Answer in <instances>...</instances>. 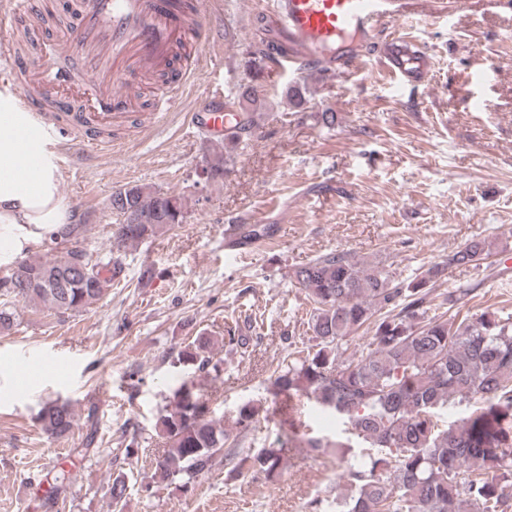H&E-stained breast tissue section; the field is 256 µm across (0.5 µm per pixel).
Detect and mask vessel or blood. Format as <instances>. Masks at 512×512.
Segmentation results:
<instances>
[{
    "instance_id": "1",
    "label": "vessel or blood",
    "mask_w": 512,
    "mask_h": 512,
    "mask_svg": "<svg viewBox=\"0 0 512 512\" xmlns=\"http://www.w3.org/2000/svg\"><path fill=\"white\" fill-rule=\"evenodd\" d=\"M411 2L267 0L275 46L266 65L272 72H299L317 62L350 67L380 29L407 17ZM32 11V0H0V27L13 29ZM206 13L199 4L173 11L169 0H84L73 26L48 19L46 27L29 29L28 49L0 51V73L18 77L15 92L38 128L57 129L60 105L82 102V111L67 116L68 134L90 137L99 149L103 142L91 129L138 111L144 91L152 93L153 125L163 123L194 74L189 57L200 55L207 42ZM31 50L41 61L33 70L25 66ZM380 56L401 86L423 79L430 68L429 55L403 36H388ZM227 113L223 92L215 90L208 109L191 111L189 122L220 142Z\"/></svg>"
}]
</instances>
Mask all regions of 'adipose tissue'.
I'll use <instances>...</instances> for the list:
<instances>
[{"instance_id":"ef3b65f1","label":"adipose tissue","mask_w":512,"mask_h":512,"mask_svg":"<svg viewBox=\"0 0 512 512\" xmlns=\"http://www.w3.org/2000/svg\"><path fill=\"white\" fill-rule=\"evenodd\" d=\"M12 94L0 91V267H11L69 214L59 196V169L45 139H24L31 126Z\"/></svg>"}]
</instances>
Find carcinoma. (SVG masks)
I'll return each mask as SVG.
<instances>
[{"label":"carcinoma","mask_w":512,"mask_h":512,"mask_svg":"<svg viewBox=\"0 0 512 512\" xmlns=\"http://www.w3.org/2000/svg\"><path fill=\"white\" fill-rule=\"evenodd\" d=\"M258 76L239 86L233 122L224 143L205 156L215 180L234 165L243 138L257 126L265 105ZM130 195L134 223L112 231L106 253L80 247V229L66 226L53 236L61 256L38 253L15 263L0 277V332L15 323L13 302L44 305L60 315L89 308L103 299L106 285L124 272L122 254L183 223L184 198L146 185L123 188ZM493 243L474 239L448 262H434L407 283L397 282L377 265L347 253L319 256L293 270V279L314 303L308 322L315 345L289 356L273 372L272 394L280 403L288 437L278 448H260L240 458L234 471L274 474L288 448H348L350 441L373 448L368 460L352 463L336 453L339 477L352 489L336 499V512H508L512 509V322L485 310L459 321L428 316L427 286L450 265L469 266L489 258ZM368 326L369 351L342 357L339 342ZM246 344L228 326L224 339L198 336L179 360L199 372L219 371L214 361L221 345ZM482 405L445 428L434 421L454 400L474 397ZM304 397L346 426L348 438L331 444L301 433L289 409ZM260 407L238 409L236 432L210 416L208 400L193 383L173 392L170 409L156 422L166 448L155 458L149 484L159 486L180 475L209 472L224 445L235 447L249 431ZM48 436L63 438L75 426L68 401L56 399L39 411Z\"/></svg>","instance_id":"cac0c4a2"}]
</instances>
